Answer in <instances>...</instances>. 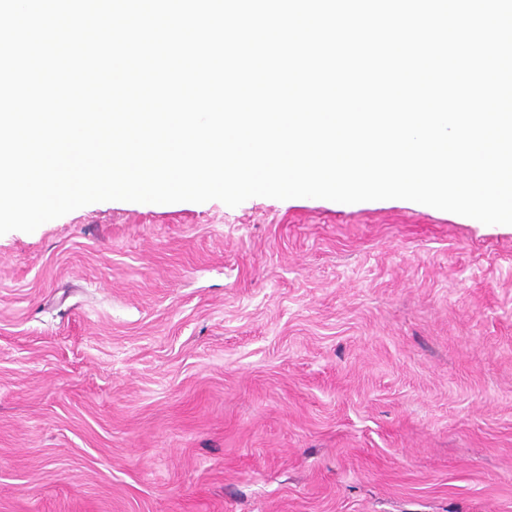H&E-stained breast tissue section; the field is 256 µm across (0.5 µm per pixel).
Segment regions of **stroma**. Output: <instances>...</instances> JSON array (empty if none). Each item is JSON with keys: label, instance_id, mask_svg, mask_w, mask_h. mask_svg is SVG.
Instances as JSON below:
<instances>
[{"label": "stroma", "instance_id": "1", "mask_svg": "<svg viewBox=\"0 0 512 512\" xmlns=\"http://www.w3.org/2000/svg\"><path fill=\"white\" fill-rule=\"evenodd\" d=\"M0 512H512V225L253 197L0 235Z\"/></svg>", "mask_w": 512, "mask_h": 512}]
</instances>
